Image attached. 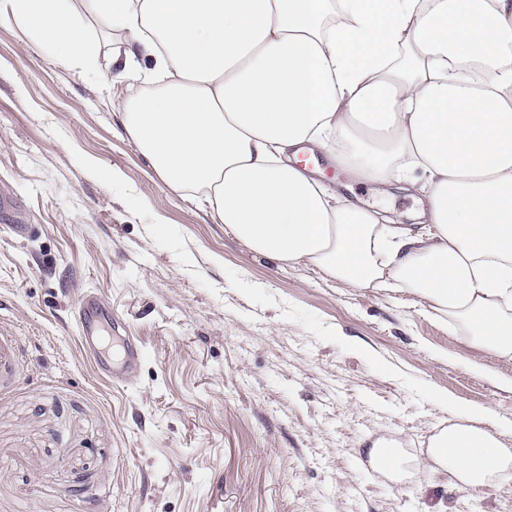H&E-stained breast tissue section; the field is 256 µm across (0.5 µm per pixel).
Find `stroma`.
<instances>
[{"label":"stroma","mask_w":512,"mask_h":512,"mask_svg":"<svg viewBox=\"0 0 512 512\" xmlns=\"http://www.w3.org/2000/svg\"><path fill=\"white\" fill-rule=\"evenodd\" d=\"M128 86L0 26V512H512V479L367 465L379 441L420 454L459 405L512 448V359L414 294L253 252L161 185L123 130ZM318 158L359 206H417ZM89 291L143 348L127 385L80 352Z\"/></svg>","instance_id":"1"}]
</instances>
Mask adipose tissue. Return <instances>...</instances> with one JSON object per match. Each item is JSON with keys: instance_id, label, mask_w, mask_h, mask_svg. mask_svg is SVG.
I'll list each match as a JSON object with an SVG mask.
<instances>
[{"instance_id": "ef3b65f1", "label": "adipose tissue", "mask_w": 512, "mask_h": 512, "mask_svg": "<svg viewBox=\"0 0 512 512\" xmlns=\"http://www.w3.org/2000/svg\"><path fill=\"white\" fill-rule=\"evenodd\" d=\"M2 24L78 73L114 38L130 140L254 252L414 293L464 345L512 357V0H0ZM331 143L377 194L403 184L420 229L299 167ZM369 457L473 490L512 469L475 408L421 458Z\"/></svg>"}]
</instances>
